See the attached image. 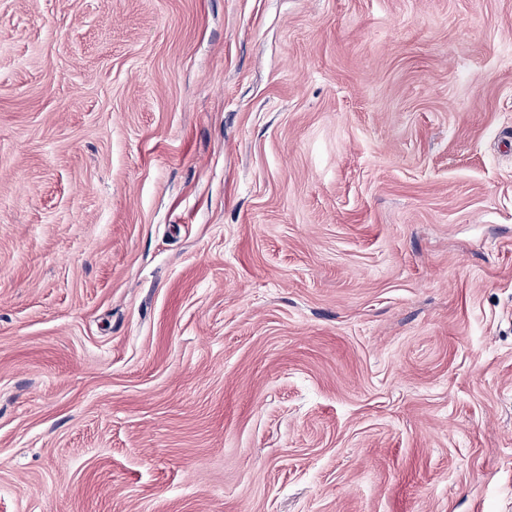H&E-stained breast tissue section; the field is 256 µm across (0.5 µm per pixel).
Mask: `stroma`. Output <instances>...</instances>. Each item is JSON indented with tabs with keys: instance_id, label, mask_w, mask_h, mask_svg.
Masks as SVG:
<instances>
[{
	"instance_id": "stroma-1",
	"label": "stroma",
	"mask_w": 512,
	"mask_h": 512,
	"mask_svg": "<svg viewBox=\"0 0 512 512\" xmlns=\"http://www.w3.org/2000/svg\"><path fill=\"white\" fill-rule=\"evenodd\" d=\"M0 512H512V0H0Z\"/></svg>"
}]
</instances>
